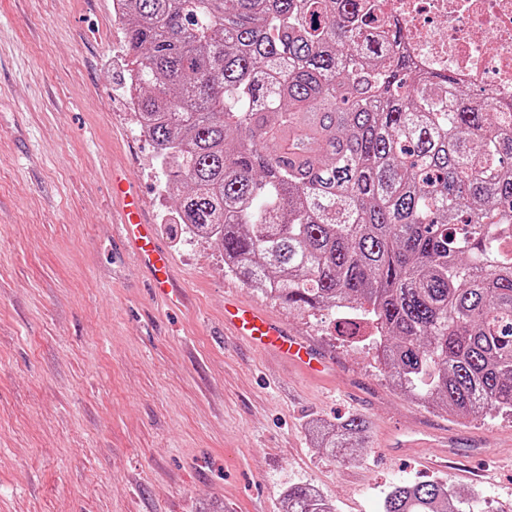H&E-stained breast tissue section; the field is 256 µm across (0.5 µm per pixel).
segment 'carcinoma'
I'll list each match as a JSON object with an SVG mask.
<instances>
[{
  "instance_id": "cac0c4a2",
  "label": "carcinoma",
  "mask_w": 512,
  "mask_h": 512,
  "mask_svg": "<svg viewBox=\"0 0 512 512\" xmlns=\"http://www.w3.org/2000/svg\"><path fill=\"white\" fill-rule=\"evenodd\" d=\"M116 21L180 233L290 307L356 311L416 400L512 417V102L417 71L368 0H124ZM310 430L350 459L369 422ZM474 502L399 483L382 512ZM282 508L329 512L299 486Z\"/></svg>"
}]
</instances>
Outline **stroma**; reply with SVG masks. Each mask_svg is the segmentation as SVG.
I'll use <instances>...</instances> for the list:
<instances>
[{"mask_svg":"<svg viewBox=\"0 0 512 512\" xmlns=\"http://www.w3.org/2000/svg\"><path fill=\"white\" fill-rule=\"evenodd\" d=\"M112 0H0V512H282L289 487L333 512H380L388 486L438 480L512 512V419L456 420L389 377L334 310L299 311L224 270L214 242L164 221L173 200L127 99ZM142 189L190 295L171 307L113 231L109 164ZM262 307L314 345L319 376L224 333V301ZM358 414L355 459L311 422ZM448 439L396 457L392 427Z\"/></svg>","mask_w":512,"mask_h":512,"instance_id":"obj_1","label":"stroma"}]
</instances>
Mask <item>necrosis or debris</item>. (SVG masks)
Masks as SVG:
<instances>
[{
  "instance_id": "4bbe7bcc",
  "label": "necrosis or debris",
  "mask_w": 512,
  "mask_h": 512,
  "mask_svg": "<svg viewBox=\"0 0 512 512\" xmlns=\"http://www.w3.org/2000/svg\"><path fill=\"white\" fill-rule=\"evenodd\" d=\"M399 49L427 73L452 74L485 96L512 99V0H373Z\"/></svg>"
}]
</instances>
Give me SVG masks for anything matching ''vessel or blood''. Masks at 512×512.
Segmentation results:
<instances>
[{
    "label": "vessel or blood",
    "mask_w": 512,
    "mask_h": 512,
    "mask_svg": "<svg viewBox=\"0 0 512 512\" xmlns=\"http://www.w3.org/2000/svg\"><path fill=\"white\" fill-rule=\"evenodd\" d=\"M111 201L112 222L134 261L150 273L155 296L171 305L181 303L183 292L174 277L171 256L160 241L157 225L147 220L145 201L125 170L112 171ZM224 329L252 347L274 352L308 372L318 373L325 368L315 347L249 304L225 302Z\"/></svg>",
    "instance_id": "obj_1"
}]
</instances>
